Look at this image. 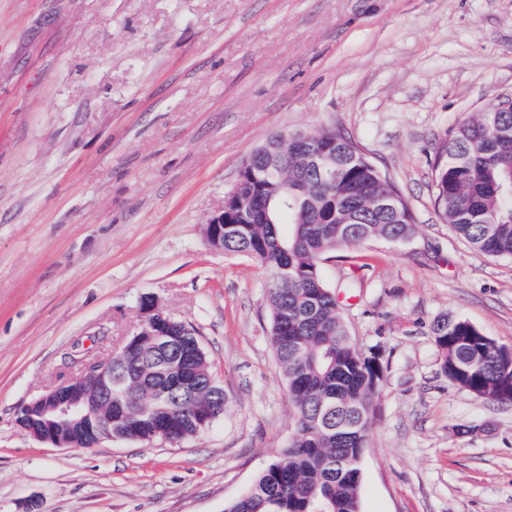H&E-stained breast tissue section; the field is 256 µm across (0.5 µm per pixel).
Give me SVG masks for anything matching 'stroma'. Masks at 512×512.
Masks as SVG:
<instances>
[{
	"mask_svg": "<svg viewBox=\"0 0 512 512\" xmlns=\"http://www.w3.org/2000/svg\"><path fill=\"white\" fill-rule=\"evenodd\" d=\"M512 97V0H0V512H224L295 427L265 270L206 221L272 137L332 130L406 198V243L325 280L384 381L361 512H512V403L440 369L431 328L512 347V259L441 219L453 128ZM153 295L192 326L227 405L178 445L55 447L19 409L120 347Z\"/></svg>",
	"mask_w": 512,
	"mask_h": 512,
	"instance_id": "stroma-1",
	"label": "stroma"
}]
</instances>
